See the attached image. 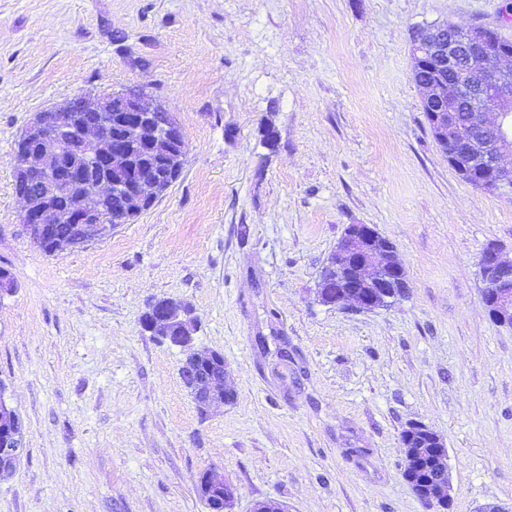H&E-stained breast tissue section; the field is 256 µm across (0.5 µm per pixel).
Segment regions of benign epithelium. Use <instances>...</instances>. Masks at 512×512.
I'll return each instance as SVG.
<instances>
[{"label":"benign epithelium","mask_w":512,"mask_h":512,"mask_svg":"<svg viewBox=\"0 0 512 512\" xmlns=\"http://www.w3.org/2000/svg\"><path fill=\"white\" fill-rule=\"evenodd\" d=\"M412 51L418 67H431L430 79L421 84V104L448 165L477 188L512 192L506 179L512 170L500 162L503 151L512 150V69L492 66L498 59L512 58V48L482 25L463 28L460 38H450L447 27L433 25L417 30ZM147 126L173 147V158L163 160L159 171L140 170L133 162L132 140ZM21 139L50 156V163L38 169L37 179L67 187L74 198L62 213L49 200L33 206L26 188L17 192L24 202V224L71 225L64 238H37L41 248L55 253L111 236L112 215L101 209V202L114 194H124L131 205L119 223L128 222L138 209L153 206L163 184L173 178L175 160L188 150L173 114L143 91L114 92L95 101L77 95L38 113ZM75 149L88 161L83 170L68 164ZM329 263L341 283L338 308L348 301L359 311L384 308L408 292L406 273L393 257L392 244L371 224L349 225ZM478 269L481 299L490 318L502 325L512 323V259L504 258L502 248L492 242L482 252ZM224 376V357L215 350L186 357L180 369L183 385L202 413L226 403ZM0 433L1 474L16 467L25 444L12 425H0ZM401 441L405 448L433 449V476H413L409 483L420 500L434 506L446 503L451 483L443 437L423 423H411ZM199 486L224 503L236 498L235 487L213 470L202 474Z\"/></svg>","instance_id":"1"}]
</instances>
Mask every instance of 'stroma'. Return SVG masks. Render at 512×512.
Wrapping results in <instances>:
<instances>
[{
  "mask_svg": "<svg viewBox=\"0 0 512 512\" xmlns=\"http://www.w3.org/2000/svg\"><path fill=\"white\" fill-rule=\"evenodd\" d=\"M443 22L512 40V0H0V395L26 443L0 512H209L210 468L231 512H432L403 475L413 422L446 442L450 512H512V328L478 275L489 242L512 257V195L461 179L430 132L411 43ZM139 88L184 130L181 177L45 253L17 139L74 95ZM351 224L397 248L391 306L317 298ZM160 298L194 311L232 403L197 410L182 350L140 324ZM199 486L203 492L208 495H213L223 502V509L220 512L229 509L225 505L229 498L234 502L236 498V489L230 484L224 482V479L216 474L214 470H207L202 474V479L199 481Z\"/></svg>",
  "mask_w": 512,
  "mask_h": 512,
  "instance_id": "1",
  "label": "stroma"
}]
</instances>
